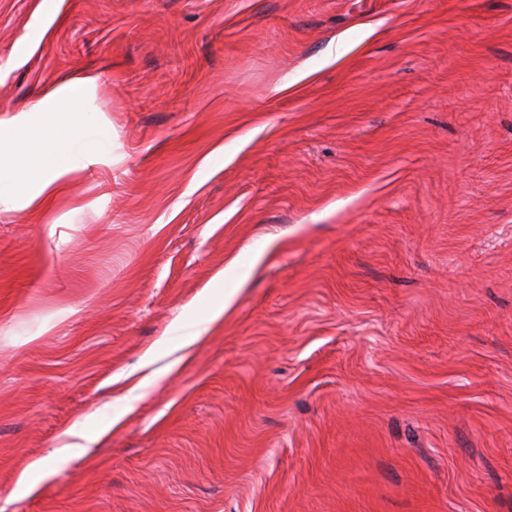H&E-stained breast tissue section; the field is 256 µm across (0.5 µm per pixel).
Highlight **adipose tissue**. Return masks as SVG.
I'll use <instances>...</instances> for the list:
<instances>
[{"label":"adipose tissue","instance_id":"1","mask_svg":"<svg viewBox=\"0 0 512 512\" xmlns=\"http://www.w3.org/2000/svg\"><path fill=\"white\" fill-rule=\"evenodd\" d=\"M99 75L91 69L66 75L46 85L38 105L0 117V208L33 212L50 208L65 193L73 174L109 168L117 157L112 143L97 134L87 102ZM77 126L52 152L39 146L43 121Z\"/></svg>","mask_w":512,"mask_h":512}]
</instances>
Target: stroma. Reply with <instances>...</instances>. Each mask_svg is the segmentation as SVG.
<instances>
[{
	"instance_id": "1",
	"label": "stroma",
	"mask_w": 512,
	"mask_h": 512,
	"mask_svg": "<svg viewBox=\"0 0 512 512\" xmlns=\"http://www.w3.org/2000/svg\"><path fill=\"white\" fill-rule=\"evenodd\" d=\"M86 68L118 162L0 210V512H512V0H0V117ZM232 299L233 295L230 294L225 296L218 305L210 307L205 318L196 325L195 331L188 334L186 344H191L204 337L202 334L208 331L209 326L218 322L224 316V312L230 308ZM49 457L38 458L33 460L27 469L20 475L18 485H20L26 493L30 494L35 491L38 485L33 481V477L39 474L47 476L49 474Z\"/></svg>"
}]
</instances>
